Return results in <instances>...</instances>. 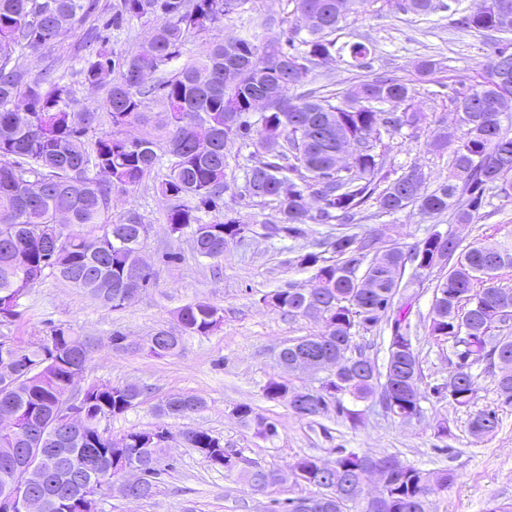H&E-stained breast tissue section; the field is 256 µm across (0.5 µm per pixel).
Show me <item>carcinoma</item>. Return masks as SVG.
<instances>
[{
  "mask_svg": "<svg viewBox=\"0 0 512 512\" xmlns=\"http://www.w3.org/2000/svg\"><path fill=\"white\" fill-rule=\"evenodd\" d=\"M251 0H112L103 12L99 0H0V313L14 307L44 279L53 277L84 292L112 310L133 301L125 282L127 266L148 237L149 225L134 209L112 213V194L127 193L147 181L169 201L165 223L180 237L193 229L191 247L217 263L224 260L230 240L252 231L237 211L224 209L226 180L225 140L235 137L255 151L243 195L274 212L269 235L294 240L306 235L303 225L336 224V233L316 240L319 252L299 251L289 264L312 271L311 285L293 284L262 295L266 308L289 318H309L320 330L299 345L287 344L286 355L306 349L321 358L344 356L336 374L319 389L301 391L270 380L263 395L292 405L305 394L308 402L298 416L313 418L334 406L352 425L359 413L343 401L380 399L392 417L422 414L419 355L413 345L412 299L404 297L401 274L413 266L410 283L422 284L419 270L432 269L440 252L438 233L432 232L408 249L392 240L391 225L361 229L358 215L372 202L383 214L417 207L430 215L451 213L457 224L475 223L486 193L496 191L512 201V0H474L460 24L477 33L493 32L495 48L482 64L480 80L455 89L450 102L460 114L461 133L451 136L425 112L410 110L415 89L395 78L363 79L342 99L331 90L305 88L308 74L347 53L349 65L371 68L373 47L356 41L340 47L332 35L350 11L365 0H295L309 22L306 36L281 43L277 36L251 35L218 40L214 32L224 19L245 12ZM396 11L417 15L435 10L434 0H382ZM94 18L83 39L91 45L83 55L60 67L53 63L38 75L24 66L31 54L45 52L68 29ZM153 22L151 37L135 53L112 48V31L132 22ZM207 36L195 58L178 66L190 37ZM110 64L116 77L104 81L100 66ZM236 67L239 79L224 82V70ZM154 76L151 84L145 83ZM77 84L105 89L100 108L75 110ZM260 95L276 105L258 119L254 132L225 124L235 112H248ZM164 107V118L151 123L146 108L153 100ZM403 112H398V109ZM108 129H102V126ZM431 132L432 146L448 155V174L433 189L418 168L391 180L385 170L391 150L387 138L402 127ZM139 127L135 136L128 129ZM352 140L353 156L345 171H332L336 152L333 129ZM207 139L212 150L197 151ZM320 200L311 213L306 196ZM211 216L206 221L202 214ZM448 273L434 287L425 329L436 342L450 344L456 368L448 378V401L469 408L479 391L478 379L466 358L475 355L494 375L502 404L512 405V373L496 371V358L512 363V287L502 272L512 271V241L476 239L448 249ZM182 332L207 336L221 328L224 310L195 302L178 310ZM390 330L387 357L380 365L363 349L352 348L363 332ZM399 337L408 342L406 353L393 350ZM125 334L112 332V350L142 352L155 358L180 351L175 342L150 350L123 343ZM86 338L56 327L28 342L13 337L0 342V363L16 368L11 396L21 416L9 432L0 431V448H62L51 417L72 393L75 376L93 354L78 348ZM143 390L134 384L115 385L91 394L86 411L84 447L106 460L112 438L105 424L141 403ZM206 408L203 397L170 395L157 411L187 419ZM237 420L266 436L278 433L274 422L255 408L236 406ZM498 411L489 407L470 416L469 432L483 438L498 428ZM188 447L213 468L236 464V452L204 429L179 432ZM143 432L123 434L130 457L155 465L146 487L130 488V495L147 499L158 492L160 476L174 465L165 460L160 445L144 448ZM96 459L80 451L44 462L40 482L31 487L46 504V512H81L74 505L82 493L86 472ZM318 458L301 457L293 482L316 488L308 496L288 500L284 512H431L430 497L421 485L432 483L431 493L448 490L455 481L448 469L425 472L411 465L391 471L388 485L375 504L363 508L347 495L350 486L365 479V469L351 454L337 458L335 468L320 470ZM243 477L256 492L287 481V472L251 466Z\"/></svg>",
  "mask_w": 512,
  "mask_h": 512,
  "instance_id": "1",
  "label": "carcinoma"
}]
</instances>
